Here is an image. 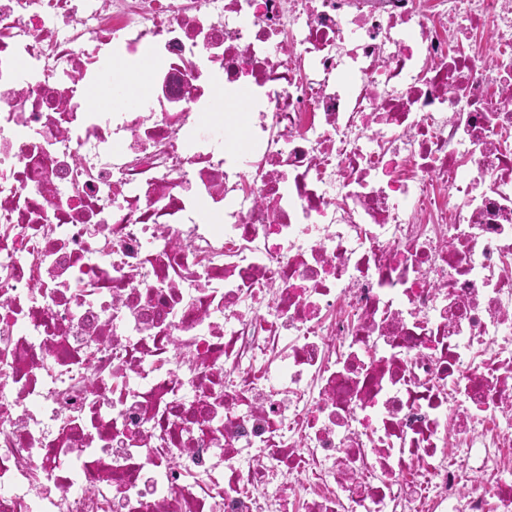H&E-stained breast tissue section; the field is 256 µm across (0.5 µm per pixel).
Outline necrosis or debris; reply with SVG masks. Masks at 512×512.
Wrapping results in <instances>:
<instances>
[{"mask_svg": "<svg viewBox=\"0 0 512 512\" xmlns=\"http://www.w3.org/2000/svg\"><path fill=\"white\" fill-rule=\"evenodd\" d=\"M0 512H512V0H0Z\"/></svg>", "mask_w": 512, "mask_h": 512, "instance_id": "necrosis-or-debris-1", "label": "necrosis or debris"}]
</instances>
